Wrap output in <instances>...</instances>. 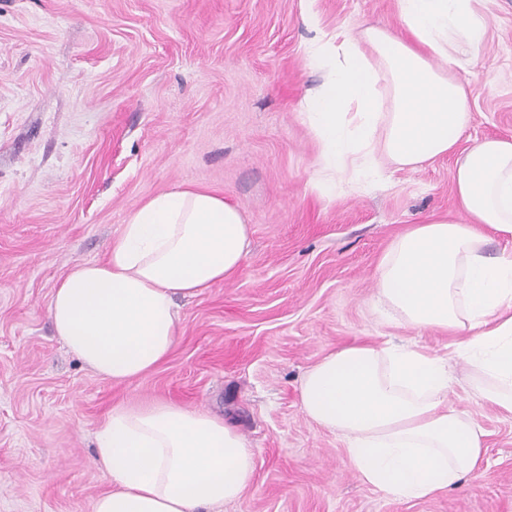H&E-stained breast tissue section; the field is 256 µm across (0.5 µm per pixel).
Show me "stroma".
<instances>
[{
	"label": "stroma",
	"mask_w": 512,
	"mask_h": 512,
	"mask_svg": "<svg viewBox=\"0 0 512 512\" xmlns=\"http://www.w3.org/2000/svg\"><path fill=\"white\" fill-rule=\"evenodd\" d=\"M486 42L456 77L472 112L462 145L512 138V0H476ZM398 30L396 0H0V512H92L109 485L95 431L117 403L171 401L236 422L258 448L251 486L208 512H512V417L450 401L487 433L478 475L425 501L357 481L298 385L329 352L437 332L371 304L391 240L455 217V158L389 168L362 192L311 186L320 145L301 103L321 81L317 31ZM192 186L250 228L242 270L179 301L168 359L117 384L55 336L48 305L72 267L105 258L137 205Z\"/></svg>",
	"instance_id": "35a3bbf8"
}]
</instances>
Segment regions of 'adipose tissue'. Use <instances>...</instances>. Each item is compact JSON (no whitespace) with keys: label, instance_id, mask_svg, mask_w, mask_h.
<instances>
[{"label":"adipose tissue","instance_id":"obj_1","mask_svg":"<svg viewBox=\"0 0 512 512\" xmlns=\"http://www.w3.org/2000/svg\"><path fill=\"white\" fill-rule=\"evenodd\" d=\"M400 34H320L307 45L323 80L304 99L321 146L315 188L360 189L394 166L455 155L456 218L433 216L395 237L375 270L373 309L386 321L455 334L452 352L411 341L329 352L301 378L299 402L338 433L358 481L385 496L427 500L478 472L483 430L449 404V358L473 373V396L512 415V140L457 143L472 120L454 77L484 45L474 0H397ZM507 243L485 252L488 232ZM248 226L223 196L195 188L139 205L104 260L73 267L48 306L57 334L103 378L153 370L180 331L177 299L237 274ZM258 451L230 422L166 401L113 405L96 432L94 463L110 489L93 512H202L241 498Z\"/></svg>","mask_w":512,"mask_h":512}]
</instances>
